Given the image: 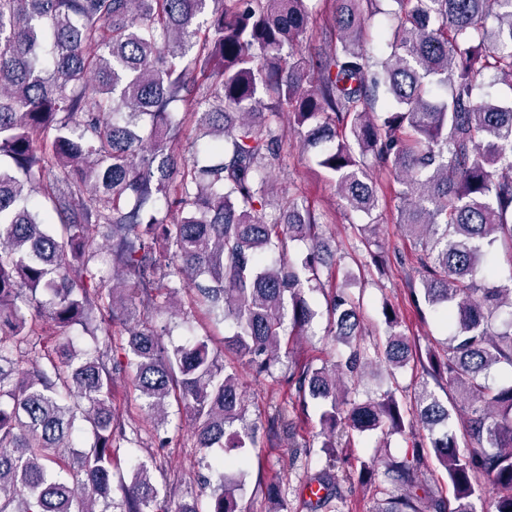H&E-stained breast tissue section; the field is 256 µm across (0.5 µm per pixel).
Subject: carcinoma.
I'll use <instances>...</instances> for the list:
<instances>
[{
	"mask_svg": "<svg viewBox=\"0 0 512 512\" xmlns=\"http://www.w3.org/2000/svg\"><path fill=\"white\" fill-rule=\"evenodd\" d=\"M310 2L0 0V512H112L115 455L132 442L112 390L127 371L155 426L170 398L184 404L203 450L226 438L257 448L273 433L307 464L312 403L334 463L356 435L386 445L421 424L428 440L385 466L405 494L377 512H477L485 498L490 512H512V380L492 376L512 368V102L478 95L488 79L512 84V0H393L380 57L362 40L379 0H334V29L307 62ZM215 75L219 86L200 94ZM285 116L302 145L328 144L318 165L349 210L372 217L379 175L394 177L412 303L451 333L421 354L385 302V340L368 341L362 299L341 288L326 304L343 350L320 366L293 362L288 408L260 428L244 423L239 376L209 336L169 345L145 313L189 289L231 325L224 346L258 376L273 374L283 336L304 335L316 316L305 291L335 250L300 197L268 210ZM184 120L213 140L204 163L177 148ZM350 228L377 261L366 227ZM102 240L109 277L92 267ZM294 241L307 244L296 262ZM105 315L128 334L122 360L108 338L89 352L59 336L48 350L37 324L94 337ZM410 363L425 376L411 401L395 378L361 388L367 369L393 376ZM425 448L452 498L420 480ZM246 477L243 463L228 465L205 501L173 506L163 463L140 459L119 479L120 512H244ZM347 479L307 480L322 491L309 506L340 512Z\"/></svg>",
	"mask_w": 512,
	"mask_h": 512,
	"instance_id": "carcinoma-1",
	"label": "carcinoma"
}]
</instances>
